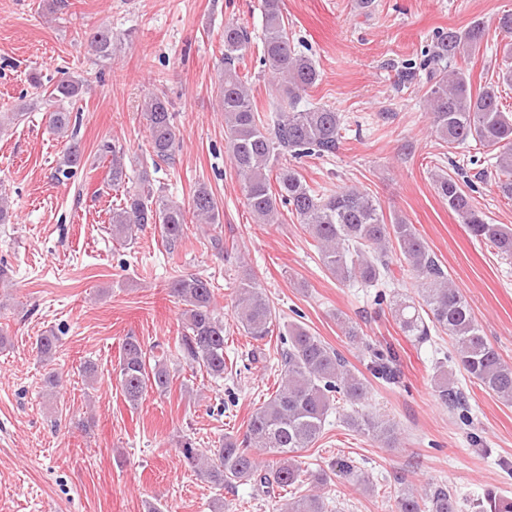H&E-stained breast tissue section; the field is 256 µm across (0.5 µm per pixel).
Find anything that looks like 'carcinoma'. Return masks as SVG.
<instances>
[{
  "mask_svg": "<svg viewBox=\"0 0 512 512\" xmlns=\"http://www.w3.org/2000/svg\"><path fill=\"white\" fill-rule=\"evenodd\" d=\"M262 64L272 75L282 94L276 111L261 118L256 101L237 70L250 44L246 29L224 25V70L218 83L224 136L230 162L241 178L244 196L256 222L277 220L284 205L317 242L322 267L336 281H357L375 288V302L384 303L380 288L396 280L391 256H399V269L412 272L419 281L418 298L408 297L393 307L402 333L417 343L432 336L447 335L451 351L447 362L457 365L486 392L512 405V366L506 364L488 341L468 302L444 271L414 225L401 217L386 216L378 200L357 189L322 194L312 188L292 168L274 169L278 158L290 153L296 158L329 156L336 152L342 130L341 113L325 107L300 110L302 93L316 85L320 71L315 61L296 50L288 33L282 0H262ZM486 27L480 20L464 29L450 28L434 35L419 64L407 63L404 81L411 83L417 72L424 79L419 87L431 118L432 132L448 149L471 141L493 152L496 186L512 199V113L502 110L498 86L473 88L463 63L480 51ZM90 46L101 57L112 55V31L98 29L90 34ZM498 80L512 85V43L503 46V62ZM83 90V81L68 77L55 85L48 101L57 107L46 112L50 128L66 135L71 112L58 103L73 101ZM144 119L150 134L153 169L175 161L178 147L175 112L162 94L145 102ZM102 157L110 158L112 186L125 185L128 174L121 149L107 141ZM83 161L79 141L68 145L58 172L68 177ZM438 196L448 210L461 218L471 234L490 243L504 258H512V228L490 224L472 204V197L452 176L435 178ZM200 224L220 223V206L211 190L200 185L191 207L183 208L153 188L147 169L138 174V189L126 191L123 202L112 208V238L127 241L135 230L156 224L169 248L185 235L187 215ZM171 294L185 306V323L176 337V349L192 367L205 369L212 379L224 378V321L215 312L214 290L208 281L194 275H180L169 284ZM236 321L255 342H263L273 332L276 311L251 277L240 278L235 289ZM279 353L281 382L275 394L257 407L246 424L242 439L226 436L213 453L184 442L182 453L199 474L219 487L251 481L269 495L277 489L299 488L303 470L294 454L314 445L322 436L326 417L338 399L350 405L347 424L373 436L392 448L398 437L394 426L358 407L365 399L366 379L349 367L345 358L318 336L297 323L281 335ZM374 377L393 383L398 378L393 367L396 354L388 345L366 344ZM126 402L139 405L147 388L165 394L170 374L163 358L150 355L136 336L124 338L115 368ZM437 397L464 426L472 425L466 396L448 371L440 368ZM279 457L276 464L263 465L252 449ZM287 512H328L321 494L299 495L286 504ZM392 512H458V503L448 488L418 489L408 486L394 498Z\"/></svg>",
  "mask_w": 512,
  "mask_h": 512,
  "instance_id": "1",
  "label": "carcinoma"
}]
</instances>
